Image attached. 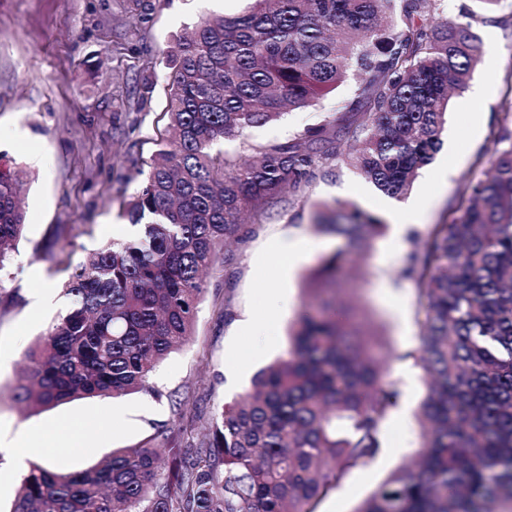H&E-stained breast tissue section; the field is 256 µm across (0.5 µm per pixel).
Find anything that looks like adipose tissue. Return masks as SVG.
Returning <instances> with one entry per match:
<instances>
[{
  "label": "adipose tissue",
  "instance_id": "1",
  "mask_svg": "<svg viewBox=\"0 0 512 512\" xmlns=\"http://www.w3.org/2000/svg\"><path fill=\"white\" fill-rule=\"evenodd\" d=\"M84 422L80 417L73 416L60 421L52 437H45L34 430H13L10 428L0 431V446L17 449L15 467H22L26 456L37 453L51 457L54 450L68 448L80 450L83 439Z\"/></svg>",
  "mask_w": 512,
  "mask_h": 512
}]
</instances>
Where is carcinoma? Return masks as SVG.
Segmentation results:
<instances>
[{"label": "carcinoma", "mask_w": 512, "mask_h": 512, "mask_svg": "<svg viewBox=\"0 0 512 512\" xmlns=\"http://www.w3.org/2000/svg\"><path fill=\"white\" fill-rule=\"evenodd\" d=\"M441 0H255L249 13L203 17L166 52L167 135L124 216L139 229L68 275L65 313L26 353L14 399L28 408L149 388L155 365L191 335L203 273L240 215L299 195L337 155L324 123L256 149L217 145L356 79L337 111L358 122L353 162L378 190L404 195L440 148L448 90L479 52L478 17L432 25ZM400 13L402 26L393 24ZM491 173L469 180V205L417 235L399 276L422 313L414 359L425 372V453L400 466L355 512H512V120L494 140ZM23 182L0 170V273L24 226ZM358 252L384 222L353 203L318 223ZM336 252L307 275L288 359L259 371L222 406L196 447L183 430L161 445L112 451L62 473L33 463L10 512H317L382 448L398 406L355 313L336 304Z\"/></svg>", "instance_id": "cac0c4a2"}]
</instances>
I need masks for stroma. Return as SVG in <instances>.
<instances>
[{
    "instance_id": "35a3bbf8",
    "label": "stroma",
    "mask_w": 512,
    "mask_h": 512,
    "mask_svg": "<svg viewBox=\"0 0 512 512\" xmlns=\"http://www.w3.org/2000/svg\"><path fill=\"white\" fill-rule=\"evenodd\" d=\"M247 6V0H0V166L23 180L25 212L14 261L0 274V351L7 355L0 363V426L49 436L60 419L81 416L83 448L60 449L52 461L58 471L93 466L113 449L157 443L179 428L206 433L218 407L248 390L260 369L287 357L289 328L306 300L304 273L343 250L342 239L314 228L321 204L352 202L371 215L385 214L388 196L376 190L363 200L369 183L347 160L356 135L336 102L353 93V82L315 105L291 108L279 121L225 139L224 153L244 161L254 147L294 139L312 125L335 121L346 127L336 157L328 161V176L268 215L247 216L239 238L218 251L189 341L155 368L148 390L35 413L14 401L26 348L58 314L54 308L34 314L33 291L45 282L61 287L127 224L123 204L138 190L166 125V50L203 14L237 16ZM495 17L476 23L474 30L481 37L494 32L496 65L478 59L464 89L451 93L441 136L450 148L418 170L401 199L421 205L423 219L389 225L367 254L346 252L336 296L356 307L366 333L394 349L384 369L400 390V402L384 425L382 453L322 500L319 512H355L392 471L422 450L416 413L426 386L412 356L420 344L415 290L395 271L411 238L429 225L450 223L454 209L466 203L465 183L489 167L501 106L512 98V9L501 8ZM145 72L152 74L155 90L141 105L131 87ZM477 85L486 86V94L466 102L467 89ZM285 236L306 246L287 276L271 251ZM117 407L128 411L127 421L113 422Z\"/></svg>"
}]
</instances>
